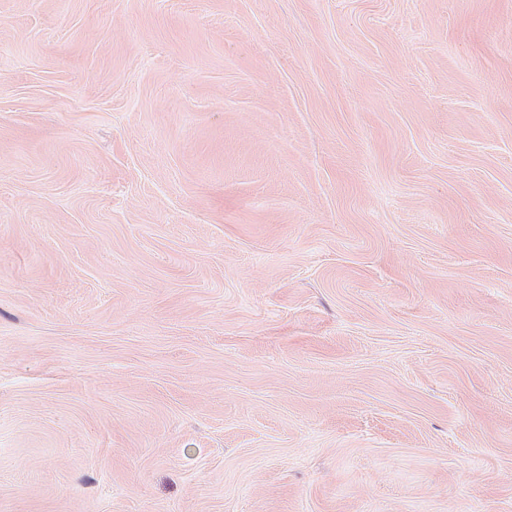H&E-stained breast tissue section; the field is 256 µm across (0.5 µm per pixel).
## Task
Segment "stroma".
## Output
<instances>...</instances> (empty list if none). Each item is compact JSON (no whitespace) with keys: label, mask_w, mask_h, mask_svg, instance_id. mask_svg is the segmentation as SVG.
<instances>
[{"label":"stroma","mask_w":512,"mask_h":512,"mask_svg":"<svg viewBox=\"0 0 512 512\" xmlns=\"http://www.w3.org/2000/svg\"><path fill=\"white\" fill-rule=\"evenodd\" d=\"M0 512H512V0H0Z\"/></svg>","instance_id":"35a3bbf8"}]
</instances>
